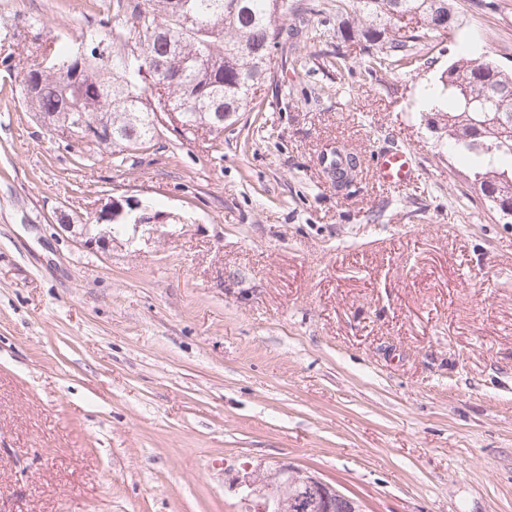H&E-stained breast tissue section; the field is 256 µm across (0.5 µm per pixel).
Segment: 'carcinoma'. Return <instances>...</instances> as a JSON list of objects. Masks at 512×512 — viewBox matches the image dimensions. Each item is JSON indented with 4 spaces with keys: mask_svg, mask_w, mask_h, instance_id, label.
Masks as SVG:
<instances>
[{
    "mask_svg": "<svg viewBox=\"0 0 512 512\" xmlns=\"http://www.w3.org/2000/svg\"><path fill=\"white\" fill-rule=\"evenodd\" d=\"M117 23L99 20L96 39L112 47V60L79 52L84 32L47 41L68 64L66 77L42 68L40 50L19 74L26 108L63 129L71 112L88 124L121 165L127 152L150 142L168 123L183 138L214 123L213 137L247 111L274 68V50L288 15V0H117ZM357 25L347 34L375 48L371 71L419 62L416 46L451 30L434 26L451 16L448 0H353ZM421 25H416V21ZM433 124L470 166L481 194L512 203V71L491 60L462 58L438 78ZM334 173L360 166L353 153H334Z\"/></svg>",
    "mask_w": 512,
    "mask_h": 512,
    "instance_id": "carcinoma-1",
    "label": "carcinoma"
}]
</instances>
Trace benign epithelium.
<instances>
[{
    "label": "benign epithelium",
    "mask_w": 512,
    "mask_h": 512,
    "mask_svg": "<svg viewBox=\"0 0 512 512\" xmlns=\"http://www.w3.org/2000/svg\"><path fill=\"white\" fill-rule=\"evenodd\" d=\"M71 135L88 146L100 148L86 130V117L75 112L70 118ZM127 221L134 231L144 230L153 235L163 227L162 235L171 238L180 234V219L170 212H156L134 196H111L84 224H66L64 228L81 239L89 249L108 250L117 239L113 224ZM265 472L261 479L257 474ZM237 492L244 512H334L336 498L342 496L335 486L317 474L285 462L268 465L261 462L244 466L235 476Z\"/></svg>",
    "instance_id": "7a95c632"
}]
</instances>
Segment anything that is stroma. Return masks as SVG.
Instances as JSON below:
<instances>
[{
  "instance_id": "stroma-1",
  "label": "stroma",
  "mask_w": 512,
  "mask_h": 512,
  "mask_svg": "<svg viewBox=\"0 0 512 512\" xmlns=\"http://www.w3.org/2000/svg\"><path fill=\"white\" fill-rule=\"evenodd\" d=\"M290 2L220 157L164 126L119 167L17 82L112 0H0V512H241L231 480L260 460L365 512H512V223L430 111L459 57L512 70V0H450L429 65L373 75L350 0ZM336 146L362 160L342 191ZM397 150L414 173L387 186ZM122 194L181 234L102 252L61 229ZM413 171L411 155L398 151L384 156L378 167V176L383 183L399 184L411 179Z\"/></svg>"
}]
</instances>
